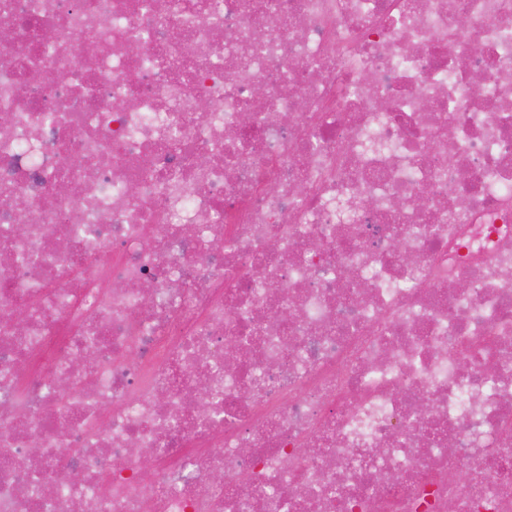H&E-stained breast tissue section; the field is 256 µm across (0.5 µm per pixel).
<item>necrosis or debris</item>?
<instances>
[{
	"mask_svg": "<svg viewBox=\"0 0 512 512\" xmlns=\"http://www.w3.org/2000/svg\"><path fill=\"white\" fill-rule=\"evenodd\" d=\"M507 268L512 0H0V512H512Z\"/></svg>",
	"mask_w": 512,
	"mask_h": 512,
	"instance_id": "necrosis-or-debris-1",
	"label": "necrosis or debris"
}]
</instances>
